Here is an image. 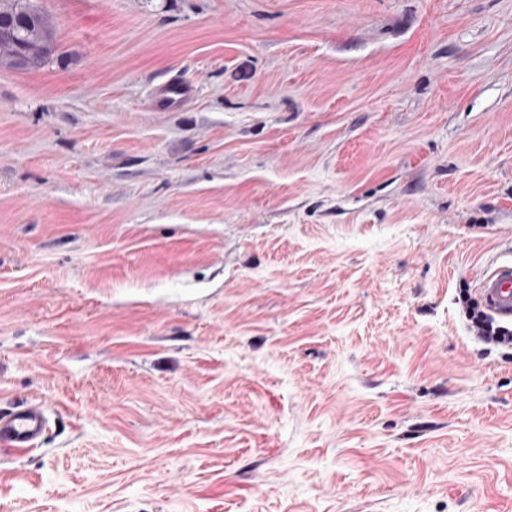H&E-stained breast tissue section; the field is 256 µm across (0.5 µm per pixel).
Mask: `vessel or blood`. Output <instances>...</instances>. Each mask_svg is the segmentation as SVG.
Masks as SVG:
<instances>
[{
    "label": "vessel or blood",
    "instance_id": "obj_1",
    "mask_svg": "<svg viewBox=\"0 0 512 512\" xmlns=\"http://www.w3.org/2000/svg\"><path fill=\"white\" fill-rule=\"evenodd\" d=\"M478 296L488 311L512 321V261L483 275ZM49 429L48 410L39 402H26L0 412V446L24 455L36 449Z\"/></svg>",
    "mask_w": 512,
    "mask_h": 512
}]
</instances>
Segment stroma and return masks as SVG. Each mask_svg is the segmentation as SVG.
Wrapping results in <instances>:
<instances>
[{
	"label": "stroma",
	"mask_w": 512,
	"mask_h": 512,
	"mask_svg": "<svg viewBox=\"0 0 512 512\" xmlns=\"http://www.w3.org/2000/svg\"><path fill=\"white\" fill-rule=\"evenodd\" d=\"M0 66V512H512V0H33ZM192 98L167 106L160 85ZM0 1V65L18 70L37 67L52 56L56 36L42 13L31 6H14ZM477 293L488 311L500 319L512 321V260L483 275ZM467 285L461 289L458 302L467 320V329L479 341L493 346L512 347V328L500 324L488 315L471 297ZM48 429V410L41 402H26L0 412V446L16 455L36 449Z\"/></svg>",
	"instance_id": "1"
}]
</instances>
